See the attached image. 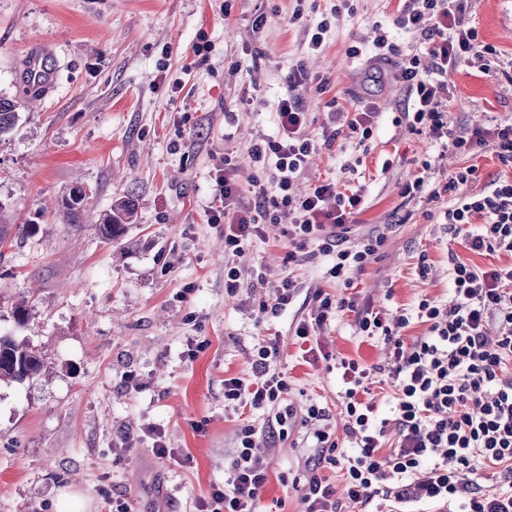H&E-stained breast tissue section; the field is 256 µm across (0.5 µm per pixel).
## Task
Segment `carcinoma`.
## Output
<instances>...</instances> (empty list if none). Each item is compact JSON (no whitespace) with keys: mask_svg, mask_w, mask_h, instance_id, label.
Returning <instances> with one entry per match:
<instances>
[{"mask_svg":"<svg viewBox=\"0 0 512 512\" xmlns=\"http://www.w3.org/2000/svg\"><path fill=\"white\" fill-rule=\"evenodd\" d=\"M18 122L17 102L0 96V137L8 135ZM87 194L80 183H75L58 205V211L67 224H80L87 211ZM136 204L128 196L115 201L109 210L100 214L96 226L104 242L112 244L125 237L133 224ZM34 225L0 223V247L31 232ZM14 323L23 326L30 319L28 301L20 298L12 303L9 312ZM52 373L51 362L41 347L28 338H19L0 331V382L26 383L40 380Z\"/></svg>","mask_w":512,"mask_h":512,"instance_id":"cac0c4a2","label":"carcinoma"}]
</instances>
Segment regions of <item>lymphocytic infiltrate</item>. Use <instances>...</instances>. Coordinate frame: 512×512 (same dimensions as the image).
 <instances>
[{
    "label": "lymphocytic infiltrate",
    "instance_id": "1",
    "mask_svg": "<svg viewBox=\"0 0 512 512\" xmlns=\"http://www.w3.org/2000/svg\"><path fill=\"white\" fill-rule=\"evenodd\" d=\"M467 0H401L392 23L412 33L416 51L379 36L376 55L393 63L396 78L408 94L402 117L410 131L424 133L443 147L462 154L489 151L512 165V123L455 134L445 107L448 74L463 67L490 73L500 66L497 48L481 40L470 21ZM277 133L255 139L249 146L259 173L248 187L236 179V152L225 147L214 168L213 193L207 221L224 227V249L239 257L258 240L264 227L290 216L286 236L291 244L288 263L324 261V275L350 285L363 273L383 243L371 235L348 245L341 230L363 209V189L340 192L335 178L296 193L295 178L318 147L332 148L337 138L365 146L373 136L378 110L360 102L352 111L337 110V123L326 126L322 143L305 134L308 114L298 98H279L273 109ZM476 166L459 168L448 177L447 189L462 194L440 214L452 237L464 240L478 254L512 256V178L477 187ZM481 225H473V218ZM450 280L446 300L421 299L414 310L389 314L353 298L315 289L314 307L294 327L296 338L318 358L323 349L318 333L339 312H355L354 332L381 339L387 364L367 366L337 357L343 381V431L347 447H339L321 403L306 404V421L318 422L311 435L316 454L306 474L294 477L303 512H344L351 503L370 512L374 500L390 502L392 512H416L427 503L456 505L457 512H512V265L478 267L449 253ZM427 324L428 332L405 341L411 322ZM278 342L261 340L254 348L252 374L224 381V405L267 415L263 427L244 425L223 484L200 498L196 512H265L261 496L268 481L263 458L255 451L257 436L270 447L288 435L294 415L285 405L288 380L279 370ZM380 378L393 389L389 416H380L369 397L368 384ZM395 445H387L388 431ZM340 471L343 488H336L321 469ZM495 469L498 489L483 492L478 479Z\"/></svg>",
    "mask_w": 512,
    "mask_h": 512
}]
</instances>
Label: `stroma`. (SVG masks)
<instances>
[{
    "mask_svg": "<svg viewBox=\"0 0 512 512\" xmlns=\"http://www.w3.org/2000/svg\"><path fill=\"white\" fill-rule=\"evenodd\" d=\"M397 6L354 0V14L340 16L314 51L306 27L329 11L330 0H316L302 24L291 20L293 0H0V95L19 105L15 132L0 140V205L12 223L37 226L0 248V329L20 330L53 364L44 380L0 383V512H108L104 488L129 512H191L223 483L240 428L263 423L260 415L225 408L224 381L249 376L253 346L272 334L296 415L287 439L266 453L262 502L268 512H300L288 479L313 454V427L301 412L308 400L319 401L331 431L342 434L334 358L380 364L384 344L355 335V315L344 311L319 337L332 360L304 362L294 325L308 314L313 289L334 294L337 286L320 264L286 263L282 227L272 224L265 241L237 258L240 288L228 294L224 229L208 224L205 213L225 141L238 150L239 182L253 176L247 148L275 134L273 107L288 91L293 65L329 81L322 94L306 85L296 90L310 137L320 138L333 103L348 108L368 100L378 108L366 153L337 141L313 155L295 183L304 191L332 175L343 188L366 186L347 238L354 244L381 234L385 242L351 294L392 312L410 309L425 297L447 299L449 253L480 267L512 264V256L478 255L450 239L439 213L453 192L430 204L399 194L424 157L440 186L463 166H477L483 186L511 178L512 167L489 152L467 157L441 149L428 135L394 125L406 103L403 86L387 73L374 79L366 57H349L347 49L356 41L371 47L372 22L389 25ZM468 10L482 40L502 61L512 60V0H470ZM262 12L267 22L253 30ZM202 35L211 60L196 68L193 46ZM387 35L403 49L417 46L390 25ZM40 41L53 45L56 83L31 102L21 68L26 48ZM448 87V119L458 133L512 122V82L502 73L465 67L449 72ZM77 181L89 195L88 217L59 223L55 206ZM126 195L136 202L137 223L122 241L105 243L95 216ZM260 272L266 284H259ZM285 277L298 286L293 305L258 321V302ZM185 288L188 300L177 301ZM21 295L32 316L22 329L5 315ZM191 338L209 342L192 360L185 354ZM129 371L139 375L140 391L125 386ZM151 424L164 428L190 463L156 458ZM126 437L136 452L117 457Z\"/></svg>",
    "mask_w": 512,
    "mask_h": 512,
    "instance_id": "stroma-1",
    "label": "stroma"
}]
</instances>
